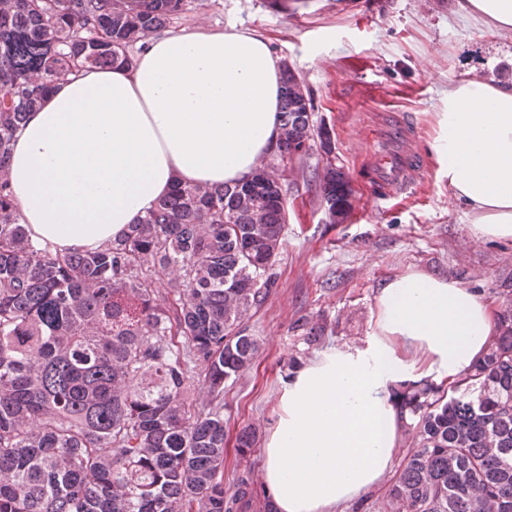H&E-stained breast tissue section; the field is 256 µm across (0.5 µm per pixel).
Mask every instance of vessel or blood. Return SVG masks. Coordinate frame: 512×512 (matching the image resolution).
<instances>
[{
  "mask_svg": "<svg viewBox=\"0 0 512 512\" xmlns=\"http://www.w3.org/2000/svg\"><path fill=\"white\" fill-rule=\"evenodd\" d=\"M370 131L383 132L387 145L366 151L360 179L376 202L383 203L412 191L425 177L422 159L414 149L415 130L404 113L380 103H372L368 112Z\"/></svg>",
  "mask_w": 512,
  "mask_h": 512,
  "instance_id": "vessel-or-blood-1",
  "label": "vessel or blood"
}]
</instances>
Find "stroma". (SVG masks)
Returning <instances> with one entry per match:
<instances>
[{"mask_svg": "<svg viewBox=\"0 0 512 512\" xmlns=\"http://www.w3.org/2000/svg\"><path fill=\"white\" fill-rule=\"evenodd\" d=\"M453 9V0H187L172 21L173 33L235 29L268 38L308 90L315 124L330 129L336 164L353 189V209L336 224L318 206L316 187L290 190L275 286L243 320L261 348L224 390L228 437L252 427L265 442L289 360H307L296 330L302 319L333 328L327 347L364 345L378 289L410 269L494 297L498 310L512 303L498 293L512 280V243L471 234L429 150L432 115L449 85L468 76L512 79V32L458 19ZM371 97L406 112L427 168L412 192L382 205L358 178Z\"/></svg>", "mask_w": 512, "mask_h": 512, "instance_id": "stroma-1", "label": "stroma"}]
</instances>
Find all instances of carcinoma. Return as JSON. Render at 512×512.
<instances>
[{"instance_id": "obj_1", "label": "carcinoma", "mask_w": 512, "mask_h": 512, "mask_svg": "<svg viewBox=\"0 0 512 512\" xmlns=\"http://www.w3.org/2000/svg\"><path fill=\"white\" fill-rule=\"evenodd\" d=\"M185 0H0V512H274L245 472L224 488V387L259 343L241 325L274 285L288 223L279 167L316 141L310 97L282 73L281 139L245 180L177 185L94 251L39 246L4 178L27 114L84 69L131 66ZM330 222L352 208L336 165H307ZM261 211L264 223L253 220ZM322 345L325 322L298 325ZM408 446L385 493L352 512H512V312L449 386L397 385ZM234 451L247 460L255 436Z\"/></svg>"}]
</instances>
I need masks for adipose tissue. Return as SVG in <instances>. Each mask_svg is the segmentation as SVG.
<instances>
[{
  "instance_id": "obj_1",
  "label": "adipose tissue",
  "mask_w": 512,
  "mask_h": 512,
  "mask_svg": "<svg viewBox=\"0 0 512 512\" xmlns=\"http://www.w3.org/2000/svg\"><path fill=\"white\" fill-rule=\"evenodd\" d=\"M512 30V0H457ZM281 65L254 32L148 36L130 67L56 84L16 133L7 179L32 240L57 252L122 236L175 183L247 178L276 145ZM429 142L473 236L512 242V83L449 87ZM498 310L457 281L411 270L384 282L364 347L315 355L289 375L263 448L277 512H341L378 487L405 423L391 390L454 384L484 354Z\"/></svg>"
}]
</instances>
